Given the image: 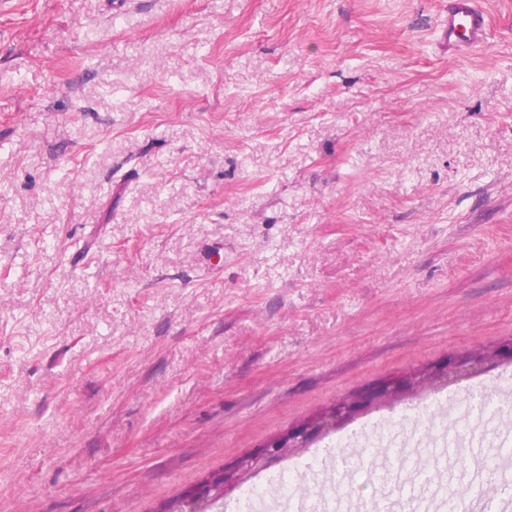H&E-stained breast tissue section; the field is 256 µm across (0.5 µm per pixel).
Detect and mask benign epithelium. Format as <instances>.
Instances as JSON below:
<instances>
[{
  "mask_svg": "<svg viewBox=\"0 0 512 512\" xmlns=\"http://www.w3.org/2000/svg\"><path fill=\"white\" fill-rule=\"evenodd\" d=\"M503 363L512 364V340L503 341L488 350H469L450 354L443 362L428 370H412L398 379H386L376 386L360 393L347 396L330 407L307 417L299 424L279 436L281 445L272 452L260 454L244 462L236 463L217 477L220 484L215 495L202 494L198 488H191L185 506L193 509H207L212 501L220 499L232 488L244 484L243 474L257 466L269 463L287 455L296 448H304L313 440L334 430L344 420L360 414L372 406L401 398L405 393L418 389L433 379L442 378L450 382L477 374L485 367Z\"/></svg>",
  "mask_w": 512,
  "mask_h": 512,
  "instance_id": "benign-epithelium-1",
  "label": "benign epithelium"
}]
</instances>
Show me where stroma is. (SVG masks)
<instances>
[{"label": "stroma", "instance_id": "35a3bbf8", "mask_svg": "<svg viewBox=\"0 0 512 512\" xmlns=\"http://www.w3.org/2000/svg\"><path fill=\"white\" fill-rule=\"evenodd\" d=\"M8 0L0 512H155L337 399L512 337V0ZM512 364L325 436L294 498L484 512ZM488 19L476 7L475 0H448V25L444 31L448 53L483 42L487 35Z\"/></svg>", "mask_w": 512, "mask_h": 512}]
</instances>
